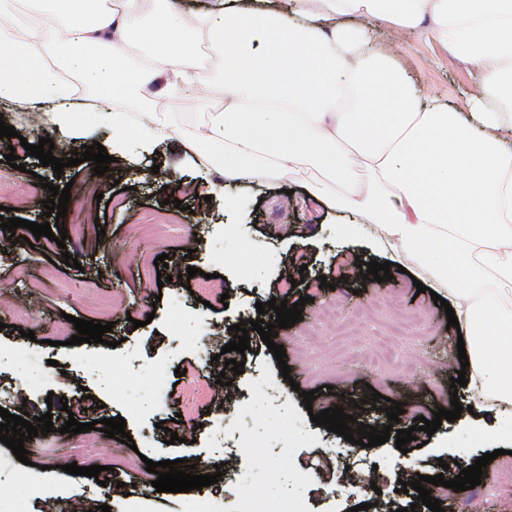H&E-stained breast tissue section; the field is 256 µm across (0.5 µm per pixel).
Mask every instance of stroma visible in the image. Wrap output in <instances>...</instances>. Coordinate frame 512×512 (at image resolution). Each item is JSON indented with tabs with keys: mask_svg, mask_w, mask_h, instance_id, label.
Listing matches in <instances>:
<instances>
[{
	"mask_svg": "<svg viewBox=\"0 0 512 512\" xmlns=\"http://www.w3.org/2000/svg\"><path fill=\"white\" fill-rule=\"evenodd\" d=\"M371 48L380 54L393 49L395 66L421 94L447 102L454 111L469 112L482 78L475 64L420 30L400 33L375 26ZM197 54L204 81L202 105L176 110L187 130L224 105L221 54L204 39ZM81 90V101L69 114L74 150L95 141L111 147V123L103 113L87 112L85 103L95 93L86 83ZM20 161L26 170L18 178L34 192L18 218L45 223L42 202L48 192L41 180L60 187L69 182L87 185L93 192L71 196L68 212L59 221L67 231L64 246L44 236L32 245L15 243L0 230V347H22L31 354L25 370L8 360L0 362V407L13 414L24 410L34 418L51 414L55 427L33 438L36 451L24 463L0 443V484H12L19 473L28 478L16 496L0 499V512H43L51 501L59 512H67L78 494L91 510L108 503L118 510L133 498L142 512H193L195 502L205 495L233 512L244 492L288 508L301 500L309 512H348L381 499L399 507L417 497L413 490L399 492L400 482L419 474L452 479L486 452L496 455L489 464L494 477L466 491L448 492V505L452 512H512V480L502 476L503 469L512 467V419L502 416L484 394L465 387L451 390L460 364L458 333L448 327L442 304L433 302L430 293H418L414 280L421 270L398 272L382 283L365 280L357 261L382 263L388 254L373 227L348 223L346 215L329 210L308 193L311 173H292L265 185L228 186L223 174L191 156L176 137L147 144L129 141L125 153L101 176L93 173L89 161L59 174L38 158L24 155ZM180 183L197 185L199 195L183 198L178 211L169 198ZM160 211L174 213L175 223L159 225L156 236L139 238L142 219ZM140 249L154 257L169 254L171 265L182 270L219 273L228 302L213 295L204 304L189 293L186 281L161 286L156 278L144 277L136 263ZM68 256L77 259V266L65 264ZM298 274L303 282L287 286V277ZM305 295L310 301L304 303L302 321L279 330L275 339L286 349L290 378H283L259 334L251 333L234 393L216 386L213 399L199 404L197 425L185 432L183 442H172L170 433L158 429V422L175 417L188 395V380L176 375L177 366L220 353L233 339L231 325L257 319L256 303L274 298L292 304ZM391 295L422 318L397 339L401 352L424 358L419 383L394 368L346 367L342 348L329 333L316 347L302 348V330L314 320L317 303L325 300L339 303L348 319L375 307L356 344L360 351L370 348L374 337L391 330L385 304ZM24 297L33 304L27 324L34 332L30 339L8 330L13 322L8 305ZM66 314L109 322L113 328L101 344L52 346ZM159 374L165 385L151 391L150 382ZM310 390L316 397L307 408L300 394ZM376 392L382 398L375 402L371 396ZM86 393L93 404L81 414V422L122 417L134 440L130 446L109 440L96 457L97 465L111 469L103 485L92 477L62 475L55 467L58 458L79 443L78 435L60 431L69 415L59 400ZM50 394L55 403H47ZM454 397L463 407L460 418L443 422L431 435L417 432L418 447L405 454L391 440L342 454L344 438L310 418L311 413L339 406L357 422L380 428L388 423L384 409L392 399L402 404L399 426L406 429L417 416L429 419L438 408L449 407ZM358 400L363 403L359 409L354 406ZM475 404L480 412L470 413ZM243 434L263 445L262 456L240 448ZM326 447L338 448L339 456L323 455ZM139 454L155 462L182 459L209 469L218 464L223 476L199 490L159 493L150 480L127 468V461ZM375 467L386 474L381 490L352 495L348 470L365 474Z\"/></svg>",
	"mask_w": 512,
	"mask_h": 512,
	"instance_id": "35a3bbf8",
	"label": "stroma"
}]
</instances>
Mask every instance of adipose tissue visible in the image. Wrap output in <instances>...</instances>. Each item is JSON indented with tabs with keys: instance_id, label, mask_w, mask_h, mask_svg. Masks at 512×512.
Masks as SVG:
<instances>
[{
	"instance_id": "ef3b65f1",
	"label": "adipose tissue",
	"mask_w": 512,
	"mask_h": 512,
	"mask_svg": "<svg viewBox=\"0 0 512 512\" xmlns=\"http://www.w3.org/2000/svg\"><path fill=\"white\" fill-rule=\"evenodd\" d=\"M361 14L430 37L479 66L469 116L414 90L390 56L369 53ZM224 53V106L184 140L228 181L297 170L355 223L375 225L391 257L448 293L472 388L512 406V0H237L191 15L173 0H52L0 61V99H62L54 69L87 72L99 99L137 100L164 79L187 107L201 82L198 38ZM147 46L129 68L130 46Z\"/></svg>"
}]
</instances>
